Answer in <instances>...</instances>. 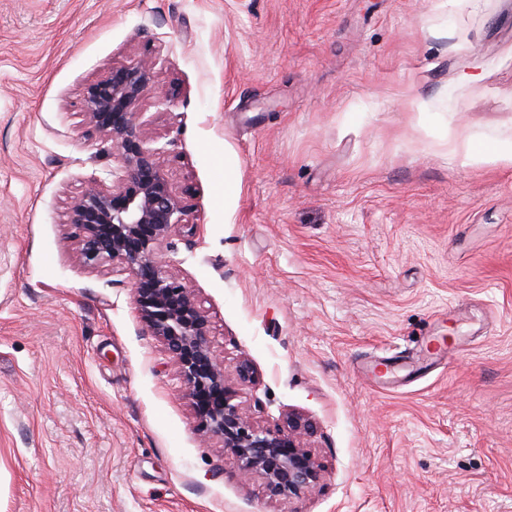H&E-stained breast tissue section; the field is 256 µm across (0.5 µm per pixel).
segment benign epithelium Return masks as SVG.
<instances>
[{
    "mask_svg": "<svg viewBox=\"0 0 512 512\" xmlns=\"http://www.w3.org/2000/svg\"><path fill=\"white\" fill-rule=\"evenodd\" d=\"M157 64L151 53L114 66L83 92L86 121L112 141L119 167L112 172V185L93 180L70 203L67 224L77 257L88 268L110 262L132 276L140 318L170 354L199 435L221 440L237 460L240 475L260 478L270 496L297 499L322 477V465L308 443L315 425L295 413L274 427L250 417L226 367L215 358L209 314L193 290L168 270L163 256V244L189 223L190 209L160 165L173 142L148 138L136 122L141 102L153 90ZM234 372L240 383L255 381L244 356Z\"/></svg>",
    "mask_w": 512,
    "mask_h": 512,
    "instance_id": "1",
    "label": "benign epithelium"
}]
</instances>
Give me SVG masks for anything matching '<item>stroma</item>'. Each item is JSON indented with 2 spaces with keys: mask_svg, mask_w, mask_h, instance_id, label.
Here are the masks:
<instances>
[{
  "mask_svg": "<svg viewBox=\"0 0 512 512\" xmlns=\"http://www.w3.org/2000/svg\"><path fill=\"white\" fill-rule=\"evenodd\" d=\"M148 50L196 218L170 268L254 420L318 428L289 502L76 257L117 167L83 90ZM511 142L512 0H0V512H512V165L480 154Z\"/></svg>",
  "mask_w": 512,
  "mask_h": 512,
  "instance_id": "35a3bbf8",
  "label": "stroma"
}]
</instances>
